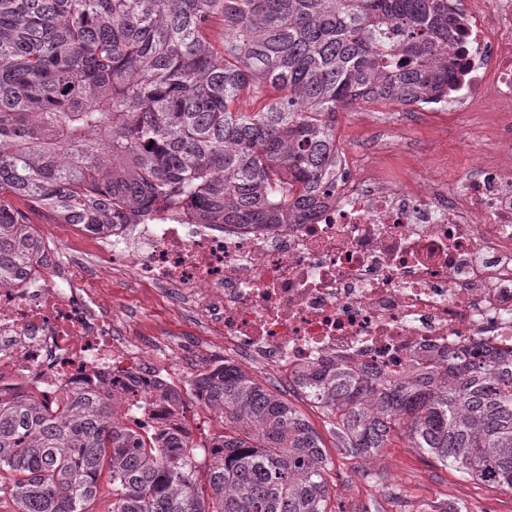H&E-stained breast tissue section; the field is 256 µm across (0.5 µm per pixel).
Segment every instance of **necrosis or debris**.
I'll return each instance as SVG.
<instances>
[{
	"label": "necrosis or debris",
	"instance_id": "4bbe7bcc",
	"mask_svg": "<svg viewBox=\"0 0 512 512\" xmlns=\"http://www.w3.org/2000/svg\"><path fill=\"white\" fill-rule=\"evenodd\" d=\"M451 54L456 111L473 115L466 164L409 152L389 175L377 154L403 149L405 123L356 164L305 224H189L162 212L137 224L83 225L92 252L40 238L30 270L0 286V394L56 404L108 391L154 435L196 438L175 381L122 323L106 292L73 279L148 283L242 357L295 380L358 364L406 377L420 358L484 347L512 354V0H467Z\"/></svg>",
	"mask_w": 512,
	"mask_h": 512
}]
</instances>
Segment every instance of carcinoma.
<instances>
[{
    "mask_svg": "<svg viewBox=\"0 0 512 512\" xmlns=\"http://www.w3.org/2000/svg\"><path fill=\"white\" fill-rule=\"evenodd\" d=\"M461 36L448 0H0V285L38 242L12 198L58 224L300 223L335 187L336 112L450 99ZM294 385L345 457L400 436L512 490V355L450 349L403 379L327 365ZM198 388L224 415L208 450L140 434L104 391L0 400V496L89 512L105 475L111 512H333L320 441L279 389L228 364Z\"/></svg>",
    "mask_w": 512,
    "mask_h": 512,
    "instance_id": "1",
    "label": "carcinoma"
}]
</instances>
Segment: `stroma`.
<instances>
[{
    "instance_id": "obj_1",
    "label": "stroma",
    "mask_w": 512,
    "mask_h": 512,
    "mask_svg": "<svg viewBox=\"0 0 512 512\" xmlns=\"http://www.w3.org/2000/svg\"><path fill=\"white\" fill-rule=\"evenodd\" d=\"M399 110L396 104L365 103L340 110L336 114V138L353 158H360L367 154L389 117ZM464 122V117L453 111L426 115L413 126L412 135L419 147L462 157L467 150V143L460 134ZM13 205L24 210L37 233L60 241L64 249L89 250L90 240L80 229L55 224L49 212L27 209L22 200H14ZM74 277L80 287L107 289L116 300L120 314L139 318L156 328L159 343L188 339L189 324L175 313L169 301H144V289L108 280L96 282L79 270ZM237 365L261 385L278 387L318 433L326 456L334 463L327 477L331 506H342L344 512H444L449 501L461 499L479 503L483 512H512V491L464 479L454 469L436 465L399 437L393 438L379 452L355 459L343 458L323 412L261 365L242 359ZM390 487L407 489V497H389L386 490Z\"/></svg>"
}]
</instances>
